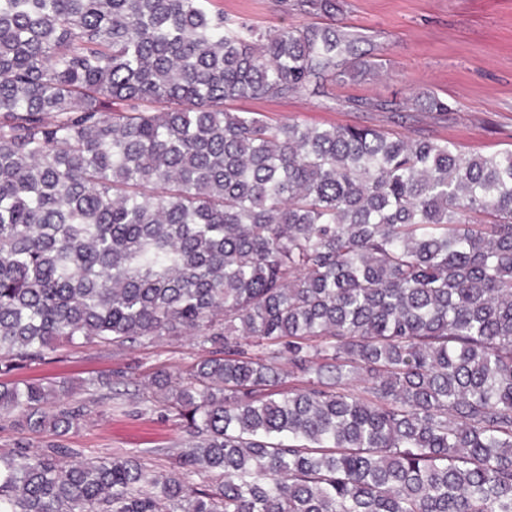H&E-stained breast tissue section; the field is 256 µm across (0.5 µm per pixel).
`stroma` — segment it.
Returning <instances> with one entry per match:
<instances>
[{
    "mask_svg": "<svg viewBox=\"0 0 512 512\" xmlns=\"http://www.w3.org/2000/svg\"><path fill=\"white\" fill-rule=\"evenodd\" d=\"M337 21L363 35L364 59L377 74L328 85L323 96L240 98L232 112H261L274 121L294 119L327 126L359 125L454 141L467 153L492 154L512 147V0H337ZM230 17L263 28L299 24L273 0H218ZM447 99L448 116L433 119L415 104L419 92ZM202 338L163 336L115 348L97 344L61 347L46 361L15 371L19 380L64 382L70 402H91L93 415L66 437L88 458L135 454L166 471L187 440L184 423L149 385L160 367L182 374L207 356ZM94 388H86L87 379Z\"/></svg>",
    "mask_w": 512,
    "mask_h": 512,
    "instance_id": "stroma-1",
    "label": "stroma"
}]
</instances>
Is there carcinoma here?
<instances>
[{
  "label": "carcinoma",
  "mask_w": 512,
  "mask_h": 512,
  "mask_svg": "<svg viewBox=\"0 0 512 512\" xmlns=\"http://www.w3.org/2000/svg\"><path fill=\"white\" fill-rule=\"evenodd\" d=\"M212 5L0 0V512H512V149L229 112L377 64ZM186 333L173 468L33 448L91 411L16 367Z\"/></svg>",
  "instance_id": "carcinoma-1"
}]
</instances>
